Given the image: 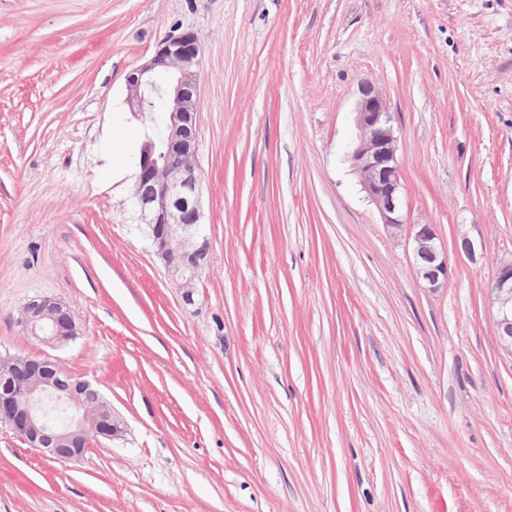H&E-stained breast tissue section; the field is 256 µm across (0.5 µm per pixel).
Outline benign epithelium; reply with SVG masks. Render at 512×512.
I'll return each instance as SVG.
<instances>
[{"label": "benign epithelium", "instance_id": "obj_1", "mask_svg": "<svg viewBox=\"0 0 512 512\" xmlns=\"http://www.w3.org/2000/svg\"><path fill=\"white\" fill-rule=\"evenodd\" d=\"M202 45L192 31L163 41L150 63L134 69L126 78L128 105L134 113L151 111L152 96L162 102L165 139L161 147L143 143L137 162L134 199L156 255L168 274L179 283L185 303L194 302L193 282L207 262L210 244L202 234L204 211L201 176L196 163L198 146V94L196 67ZM357 143L350 154L352 167L384 224L400 229L401 174L397 137L386 100L372 87L361 89L356 108ZM417 273L425 287L436 290L448 280V250L431 224L416 225L412 235ZM496 310L501 347L512 353V259L499 264L490 289ZM22 331L57 346L77 335L71 307L49 296L31 299L22 308ZM93 389L92 383L66 372L50 360L15 356L0 359V419L30 447L61 462L83 456L90 441L114 439L125 430L124 418L106 402L93 413L78 417L68 432L42 422L44 394L61 404L74 403Z\"/></svg>", "mask_w": 512, "mask_h": 512}]
</instances>
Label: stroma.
<instances>
[{
    "mask_svg": "<svg viewBox=\"0 0 512 512\" xmlns=\"http://www.w3.org/2000/svg\"><path fill=\"white\" fill-rule=\"evenodd\" d=\"M195 32L210 253L185 304L131 195L126 77ZM386 98L401 215L354 173ZM481 242L475 256L463 238ZM512 0H0V357H49L125 418L61 463L0 421V512H512ZM68 303L78 336L20 330ZM412 241L417 273L425 288H441L448 280V250L433 225H416ZM490 302L496 310L500 345L512 354V259L499 264L493 288H490ZM18 324L23 332L37 336L51 346L68 342L77 335L71 307L49 296H39L26 303Z\"/></svg>",
    "mask_w": 512,
    "mask_h": 512,
    "instance_id": "obj_1",
    "label": "stroma"
}]
</instances>
